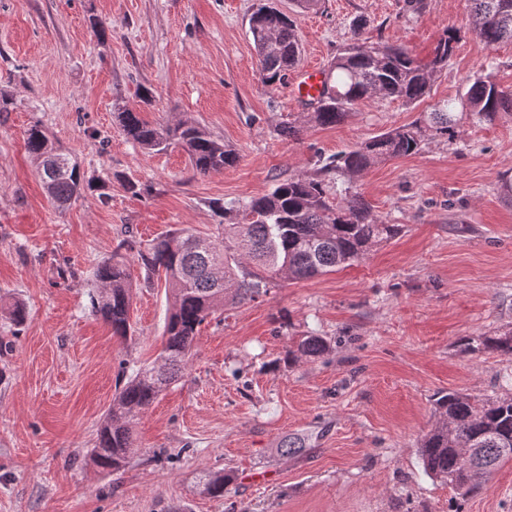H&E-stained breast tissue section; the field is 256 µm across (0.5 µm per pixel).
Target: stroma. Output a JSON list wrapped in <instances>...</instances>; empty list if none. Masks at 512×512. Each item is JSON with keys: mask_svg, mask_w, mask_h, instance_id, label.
Returning <instances> with one entry per match:
<instances>
[{"mask_svg": "<svg viewBox=\"0 0 512 512\" xmlns=\"http://www.w3.org/2000/svg\"><path fill=\"white\" fill-rule=\"evenodd\" d=\"M254 3L0 0V306L27 310L20 326L0 318V512H449L453 490L416 452L437 394L512 396V356L463 349L512 329V201L498 191L512 175L505 118L463 123L454 141L356 177L373 212L402 232L352 266L226 304L201 326L184 375L135 423L129 464L105 473L90 462L118 387L160 351L169 306L164 281L146 282L129 255L130 336L90 312L89 271L120 240L180 226L214 234V201L229 207L312 175L319 160L457 99L467 79L512 89V44L491 49L472 34L466 0H425L414 17L404 0H319L303 12L278 0L296 18L302 68L328 67L359 18L369 41L424 61L446 29L461 31L417 105L369 99L341 124L313 125L312 105L261 80ZM119 102L154 124L200 125L237 163L203 176L182 147L141 150L118 124ZM288 120L298 138L278 134ZM34 124L93 184L66 210L25 151ZM311 331L329 352L285 364ZM297 436L304 450L282 455ZM204 470L233 474L223 497L196 492ZM460 512H512V461Z\"/></svg>", "mask_w": 512, "mask_h": 512, "instance_id": "35a3bbf8", "label": "stroma"}]
</instances>
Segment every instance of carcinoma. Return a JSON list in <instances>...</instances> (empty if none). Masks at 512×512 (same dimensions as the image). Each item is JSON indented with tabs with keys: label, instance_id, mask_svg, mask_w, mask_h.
I'll use <instances>...</instances> for the list:
<instances>
[{
	"label": "carcinoma",
	"instance_id": "cac0c4a2",
	"mask_svg": "<svg viewBox=\"0 0 512 512\" xmlns=\"http://www.w3.org/2000/svg\"><path fill=\"white\" fill-rule=\"evenodd\" d=\"M469 2L470 31L480 41L489 48L512 43V0ZM365 25L363 20L356 22L352 42L330 63L326 89L308 116L316 126L341 123L369 98L400 100L407 106L421 102L460 40L459 30L447 29L432 58L423 63L404 45L367 43L362 39ZM249 33L263 82L273 85L283 80L301 55L295 22L269 0H259L249 18ZM458 103L459 113L455 112ZM505 117H512V90L475 77L463 87L459 102L447 100L426 117L331 158L315 176L279 182L271 192L238 206L233 222L218 224L215 237H201L181 227L145 244L133 236L122 239L115 253L92 269L96 287L89 293L91 311L110 326L113 335H129L133 286L124 251L137 257L147 278H164L170 304L162 348L113 397L91 450V462L107 473L126 466L134 453L133 425L186 368L200 326L224 309V302L253 301L275 287L274 279L280 275L307 280L352 265L370 248L401 233V225L383 223L351 187L338 189L337 178L350 180L376 163L415 154L437 135L451 139L464 120L493 123ZM116 118L125 137L146 151L181 145L200 175L219 172L238 161L232 149L196 124L153 126L127 107L118 108ZM25 146L57 208L68 207L93 188L41 126L28 128ZM329 349L324 337L303 336L288 349L285 362L293 365L316 359ZM481 350L512 355V331L486 336L478 345L466 347L472 353ZM433 407L435 423L418 440V458L428 477L450 486L463 501L479 490L500 463L512 461V396L480 399L450 391L440 395ZM232 481L230 473L204 471L197 486L201 493L218 498Z\"/></svg>",
	"mask_w": 512,
	"mask_h": 512
}]
</instances>
